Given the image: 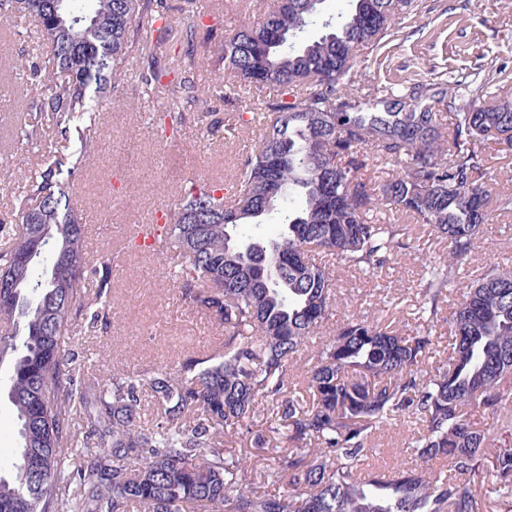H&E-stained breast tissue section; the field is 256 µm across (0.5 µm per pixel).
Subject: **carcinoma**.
Here are the masks:
<instances>
[{
	"label": "carcinoma",
	"mask_w": 512,
	"mask_h": 512,
	"mask_svg": "<svg viewBox=\"0 0 512 512\" xmlns=\"http://www.w3.org/2000/svg\"><path fill=\"white\" fill-rule=\"evenodd\" d=\"M12 0L11 17L34 22L50 45L39 101L77 154L48 152L17 197L19 227L0 251V367L18 421V448L0 464V512H483L472 479L493 476L484 497L512 512V417L497 443L465 408L500 412L512 401V267L489 263L448 316L442 356L432 328L498 203L487 142L512 148V105L472 101L436 121L435 104L459 82L350 89L359 50L411 13L414 0H349L322 15L326 0H277L249 27L224 36L214 81L229 73L273 98L260 111L206 122L226 140L260 130L231 187L203 180L176 191L170 221L151 246L165 255L182 301L224 327V350L190 356L177 370L112 374L99 383L69 345L80 322L106 324L109 265L93 266L85 224L66 185L100 133L97 101L138 62L144 91L168 75L161 61L168 18L158 0ZM162 21L153 46L146 22ZM194 28L177 52L194 63ZM208 89L187 77L168 84L155 127L175 136L185 105ZM400 166L370 187L373 162ZM385 207L448 243L425 265L412 334L354 314L332 339L297 355L328 318L337 278L311 252L376 276L404 248L407 225L381 224ZM274 263L273 275L263 267ZM95 290L98 306L85 300ZM156 418L144 420L146 396ZM413 418L419 472L362 471L375 432ZM251 438L271 463L233 447ZM269 486L287 488L270 494Z\"/></svg>",
	"instance_id": "carcinoma-1"
}]
</instances>
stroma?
<instances>
[{"label":"stroma","instance_id":"stroma-1","mask_svg":"<svg viewBox=\"0 0 512 512\" xmlns=\"http://www.w3.org/2000/svg\"><path fill=\"white\" fill-rule=\"evenodd\" d=\"M272 3L210 0L198 22L186 0H166L177 38L191 25L201 38L211 25L229 31L242 28ZM38 40L35 25L0 26V87L9 92L0 102V219L11 227L16 224L11 197L39 168L47 145L65 153L80 150L77 139H63L51 116L36 111L43 84L15 68V58L30 55ZM456 79L469 81L473 93L486 90L512 103V0H417L412 15L392 27L378 45L359 52L354 73L356 86L374 92L405 81ZM166 104L164 88L144 94L137 67L128 66L114 89L98 101L101 139L71 183L74 201L91 221L89 251L113 261L110 325L103 329L82 324L72 343L90 373L104 383L116 370L148 374L172 369L186 356L218 349L224 342L222 328L181 300L178 288L164 274L162 255L136 250L115 238L114 232L123 225L159 220L174 206L173 185L206 178L232 182L258 131H243L231 141L206 137L193 108L187 112L181 138L163 144L150 117ZM24 124L39 127L40 143L24 147L17 142L16 132ZM445 249L443 242L417 227L406 249L379 276L342 273L331 324L361 313L415 330L422 261L439 257ZM493 261L512 265V210L494 211L484 225L479 247L461 276L462 285L475 282ZM416 431L406 420L385 426L371 442L365 469L387 473L414 465Z\"/></svg>","mask_w":512,"mask_h":512}]
</instances>
